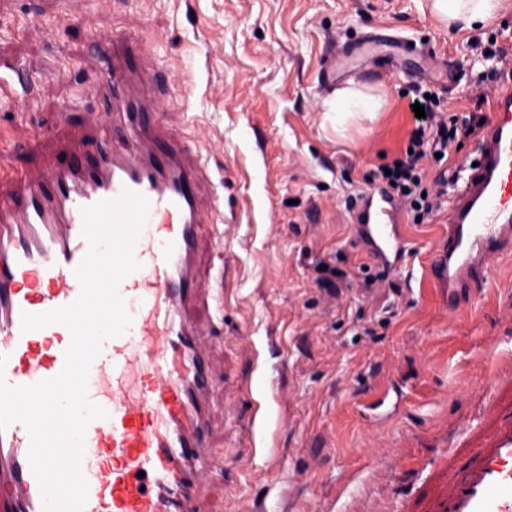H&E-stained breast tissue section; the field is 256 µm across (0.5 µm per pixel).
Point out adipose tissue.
I'll list each match as a JSON object with an SVG mask.
<instances>
[{"mask_svg":"<svg viewBox=\"0 0 512 512\" xmlns=\"http://www.w3.org/2000/svg\"><path fill=\"white\" fill-rule=\"evenodd\" d=\"M503 0H431L433 15L454 28H470L495 15ZM385 99L376 86L351 80L338 87L323 101L325 119L337 136L346 137L351 130L363 129L383 107Z\"/></svg>","mask_w":512,"mask_h":512,"instance_id":"obj_1","label":"adipose tissue"}]
</instances>
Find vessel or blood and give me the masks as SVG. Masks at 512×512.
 <instances>
[{"instance_id": "vessel-or-blood-1", "label": "vessel or blood", "mask_w": 512, "mask_h": 512, "mask_svg": "<svg viewBox=\"0 0 512 512\" xmlns=\"http://www.w3.org/2000/svg\"><path fill=\"white\" fill-rule=\"evenodd\" d=\"M110 87L107 140L82 144L67 164L40 172L10 170L0 191V378L27 386L61 373L71 333L61 324L23 331L21 315L73 303L75 269L88 252L82 210L130 189L149 204L133 256L137 270L118 292L131 324L107 339L91 362L88 399L106 418L86 428L81 472L83 512H210L205 476L221 466L207 451L208 369L203 309L221 304L199 263L203 173L187 144L144 119L147 73L130 40L98 50ZM35 86L22 64L0 66V111ZM477 164L454 190L447 246L434 285L456 293L485 280L489 262L512 248V81L493 95V115L477 146ZM399 206L371 189L356 222L376 253L405 248ZM23 422L0 429V512H43ZM400 512H512V364L498 367L479 416L446 440L425 465Z\"/></svg>"}]
</instances>
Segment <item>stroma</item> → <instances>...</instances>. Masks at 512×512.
<instances>
[{"label":"stroma","instance_id":"35a3bbf8","mask_svg":"<svg viewBox=\"0 0 512 512\" xmlns=\"http://www.w3.org/2000/svg\"><path fill=\"white\" fill-rule=\"evenodd\" d=\"M483 26L450 31L427 0H0V59L24 63L37 95L0 112V142L38 171L68 160L77 138L108 117L97 44L115 36L151 72L161 133L194 145L207 171L200 260L224 286L206 310L213 377L211 512H399L407 474L431 462L442 435L473 419L512 355V251L456 302L429 275L447 239V210L404 215L407 247L386 265L357 234L376 174L405 149L415 61H357L351 77L387 105L367 130L340 140L323 124L330 50L369 32L434 52L444 116L491 115L497 83L482 50L512 56V0ZM80 105L64 106L71 99ZM476 137L458 138L446 164L425 159L437 190L444 165L469 171ZM390 393L366 406L374 386Z\"/></svg>","mask_w":512,"mask_h":512}]
</instances>
